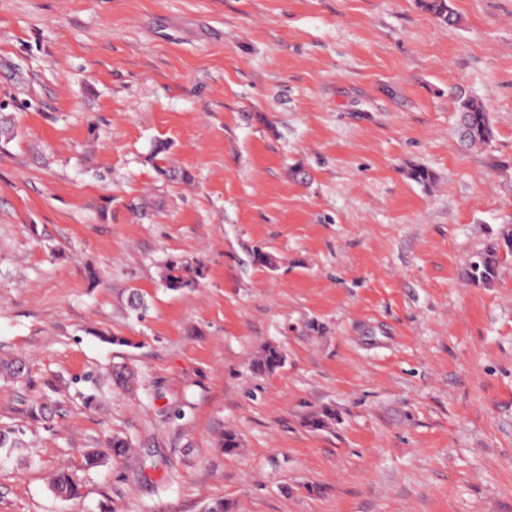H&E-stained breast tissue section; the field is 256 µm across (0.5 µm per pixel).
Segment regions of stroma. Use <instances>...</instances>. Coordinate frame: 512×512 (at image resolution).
I'll use <instances>...</instances> for the list:
<instances>
[{
	"label": "stroma",
	"mask_w": 512,
	"mask_h": 512,
	"mask_svg": "<svg viewBox=\"0 0 512 512\" xmlns=\"http://www.w3.org/2000/svg\"><path fill=\"white\" fill-rule=\"evenodd\" d=\"M450 4L0 0V512H512V0ZM459 114V138L464 146H483L489 143L492 130L485 106L459 91L456 95ZM500 261L501 257L495 246L476 254L469 262L468 277L470 281L474 284H490Z\"/></svg>",
	"instance_id": "35a3bbf8"
}]
</instances>
